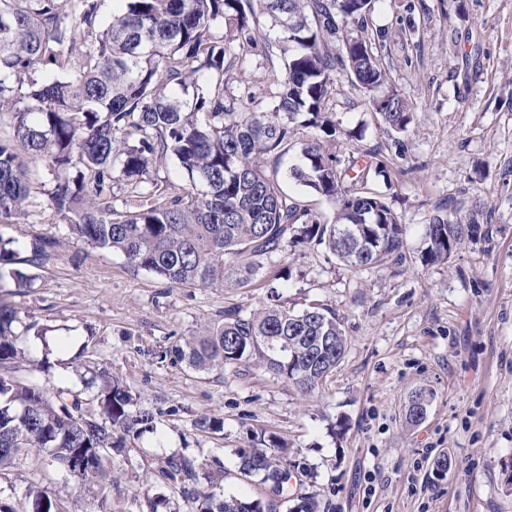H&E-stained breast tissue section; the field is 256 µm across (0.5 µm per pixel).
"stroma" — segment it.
Returning <instances> with one entry per match:
<instances>
[{"label": "stroma", "instance_id": "1", "mask_svg": "<svg viewBox=\"0 0 512 512\" xmlns=\"http://www.w3.org/2000/svg\"><path fill=\"white\" fill-rule=\"evenodd\" d=\"M367 24L383 34L388 79L377 94L407 99L412 119L394 131L337 71L329 109L342 134L332 147L344 163L372 150L386 162L375 187L407 226L401 264L354 270L299 243L242 288L172 285L69 235L48 200L54 174L34 163L37 205L0 224V236L60 246L32 287L1 281L0 302L71 343L48 352L24 335V364L49 359L38 381L79 389L82 362L96 359L159 423L113 453L105 486L33 455L18 461L0 483L17 512L34 484L70 512H142L147 492L165 496L166 512H189L182 488L161 481L174 455L222 468L224 494L267 501L272 492L239 475L235 454L258 437L300 465L289 504L313 495L321 512H512V0H373ZM350 129L361 138L347 140ZM437 215L473 216L492 232L427 267L424 227ZM275 288L290 307L327 304L344 325L346 353L324 390L301 394L249 364L204 373L174 362L179 339L225 309L263 307ZM421 390L433 398L412 425L406 411ZM202 415L222 419L223 433L196 430ZM443 453L451 467L438 479L432 463Z\"/></svg>", "mask_w": 512, "mask_h": 512}]
</instances>
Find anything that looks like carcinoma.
<instances>
[{"instance_id": "1", "label": "carcinoma", "mask_w": 512, "mask_h": 512, "mask_svg": "<svg viewBox=\"0 0 512 512\" xmlns=\"http://www.w3.org/2000/svg\"><path fill=\"white\" fill-rule=\"evenodd\" d=\"M122 2L105 23L101 0H0V113L12 119V135L0 136V224L27 213L28 161H44L55 173L49 200L72 235L173 285L243 287L262 260L293 240L323 245L351 268L402 260L405 225L370 187L384 162L356 170L318 139L295 143L297 125L336 138L327 108L336 70L367 93L387 81L382 34L365 27L371 0ZM349 20L362 35L343 37L339 55L326 52L324 42ZM252 55L282 60L266 111L226 101V74L246 71ZM372 107L395 131L411 121L409 103L396 93L372 98ZM296 146L302 164L289 178L331 206L330 222L283 187L280 161ZM167 155L181 181L142 189L153 162ZM116 181L131 195L114 198ZM489 233L474 219L437 216L426 225L421 262H443L463 240ZM9 244L0 236V280L29 287L36 275L11 265L41 267L60 241L34 239L24 257ZM271 300L249 314L224 310L171 348L175 361L198 372L253 364L304 394L324 388L347 348L343 324L323 304L295 312ZM20 323L17 311L0 304V472L32 453L62 468L82 450L95 464L77 478L112 481V452L155 430L154 412L136 407L127 386L103 368L90 370L82 389L25 380ZM236 455L240 476L260 478L277 496L299 469L277 445ZM163 475L197 512H274L268 501L204 489L201 482L212 486L224 471L206 473L185 457L169 458ZM28 504L27 512H68L40 490Z\"/></svg>"}]
</instances>
